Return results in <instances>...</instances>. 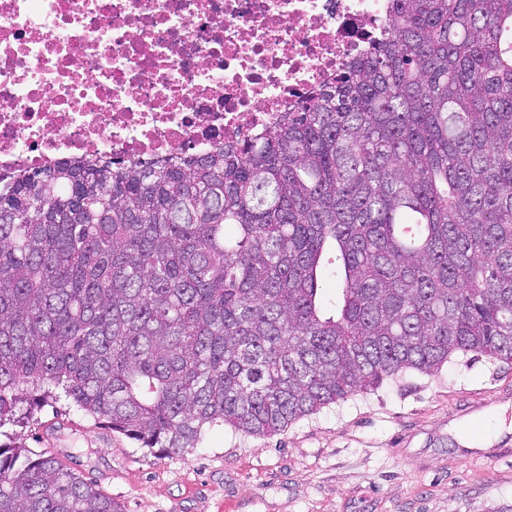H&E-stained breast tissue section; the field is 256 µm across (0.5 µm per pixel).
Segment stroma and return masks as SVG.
<instances>
[{
	"label": "stroma",
	"instance_id": "1",
	"mask_svg": "<svg viewBox=\"0 0 512 512\" xmlns=\"http://www.w3.org/2000/svg\"><path fill=\"white\" fill-rule=\"evenodd\" d=\"M52 451L124 512H498L512 505V364L453 355L255 437L227 426L196 447H140L66 400L6 425Z\"/></svg>",
	"mask_w": 512,
	"mask_h": 512
}]
</instances>
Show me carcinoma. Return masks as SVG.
<instances>
[{"instance_id": "carcinoma-1", "label": "carcinoma", "mask_w": 512, "mask_h": 512, "mask_svg": "<svg viewBox=\"0 0 512 512\" xmlns=\"http://www.w3.org/2000/svg\"><path fill=\"white\" fill-rule=\"evenodd\" d=\"M456 352L512 363V0H389L367 50L257 138L0 188V423L62 393L180 453ZM0 512L124 510L0 445Z\"/></svg>"}]
</instances>
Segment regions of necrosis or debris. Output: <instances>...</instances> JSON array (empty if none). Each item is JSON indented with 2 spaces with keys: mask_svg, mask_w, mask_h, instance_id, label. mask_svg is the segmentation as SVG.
Segmentation results:
<instances>
[{
  "mask_svg": "<svg viewBox=\"0 0 512 512\" xmlns=\"http://www.w3.org/2000/svg\"><path fill=\"white\" fill-rule=\"evenodd\" d=\"M388 0H0V186L87 155L259 135L362 54Z\"/></svg>",
  "mask_w": 512,
  "mask_h": 512,
  "instance_id": "obj_1",
  "label": "necrosis or debris"
}]
</instances>
